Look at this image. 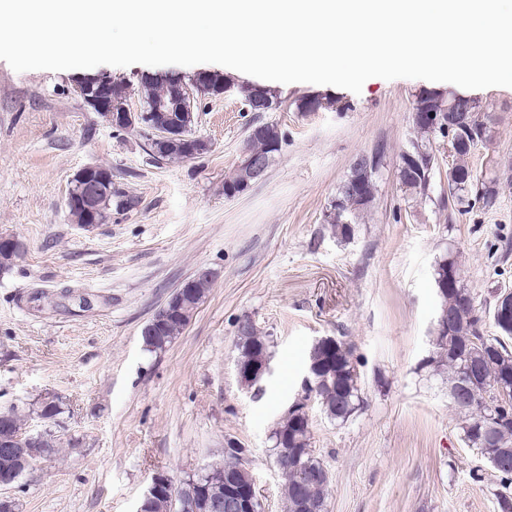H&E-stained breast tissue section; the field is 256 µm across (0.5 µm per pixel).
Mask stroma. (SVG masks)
Returning <instances> with one entry per match:
<instances>
[{"label": "stroma", "instance_id": "obj_1", "mask_svg": "<svg viewBox=\"0 0 512 512\" xmlns=\"http://www.w3.org/2000/svg\"><path fill=\"white\" fill-rule=\"evenodd\" d=\"M191 66L100 65L14 71L0 60V234L25 245L0 274V410L45 394L64 411L55 430L76 439L36 462L10 495L17 512H135L152 477L180 481L228 445L246 464L264 512H284L271 433L301 396L313 340L353 346L364 404L348 422L310 404L312 446L331 475L329 512H498L494 470L462 439L448 375L430 365L440 298L437 261L459 262L480 312L512 287V88L464 89L423 79L372 78L361 93L276 83L277 109L254 115L251 79L197 101L195 136L210 145L191 160L155 162L140 128L118 130L76 92L85 77L124 85L131 110L145 79L190 77ZM476 100L489 127L471 162L496 180L493 206L441 207L448 159L429 199L405 193L400 155L415 132L424 90ZM303 97L329 101L300 112ZM285 134L267 176L228 198L224 179L242 160L254 118ZM384 144L375 201L349 240L325 216L354 159ZM110 169L140 204L90 231L70 220L77 170ZM212 288L181 336L145 351L141 330L198 267ZM250 319L268 337L271 372L253 387L235 369L237 330Z\"/></svg>", "mask_w": 512, "mask_h": 512}]
</instances>
